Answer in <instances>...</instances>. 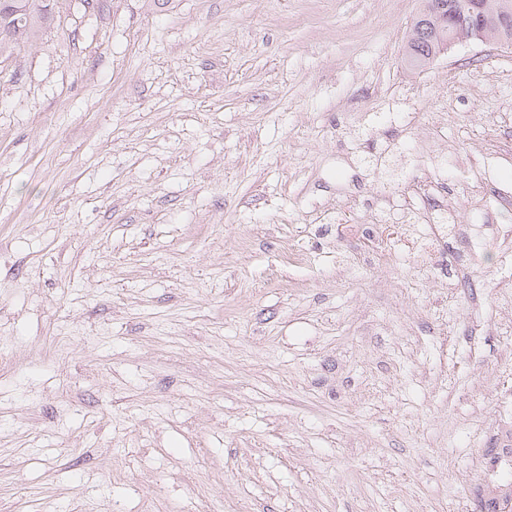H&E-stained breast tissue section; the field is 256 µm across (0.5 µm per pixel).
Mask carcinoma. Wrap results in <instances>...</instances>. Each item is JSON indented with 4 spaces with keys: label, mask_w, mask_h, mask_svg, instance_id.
Wrapping results in <instances>:
<instances>
[{
    "label": "carcinoma",
    "mask_w": 512,
    "mask_h": 512,
    "mask_svg": "<svg viewBox=\"0 0 512 512\" xmlns=\"http://www.w3.org/2000/svg\"><path fill=\"white\" fill-rule=\"evenodd\" d=\"M461 0H423V8L409 30L408 56L420 65L439 53L442 31L437 15L445 14L460 28L458 4ZM52 11L48 0H0V57L8 58L21 47L35 42L48 23Z\"/></svg>",
    "instance_id": "carcinoma-1"
}]
</instances>
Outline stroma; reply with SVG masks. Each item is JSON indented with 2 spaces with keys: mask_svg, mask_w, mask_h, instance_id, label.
<instances>
[{
  "mask_svg": "<svg viewBox=\"0 0 512 512\" xmlns=\"http://www.w3.org/2000/svg\"><path fill=\"white\" fill-rule=\"evenodd\" d=\"M420 8L58 0L0 62V512L501 502L512 244L474 295L369 204L512 184V50L411 67Z\"/></svg>",
  "mask_w": 512,
  "mask_h": 512,
  "instance_id": "1",
  "label": "stroma"
}]
</instances>
